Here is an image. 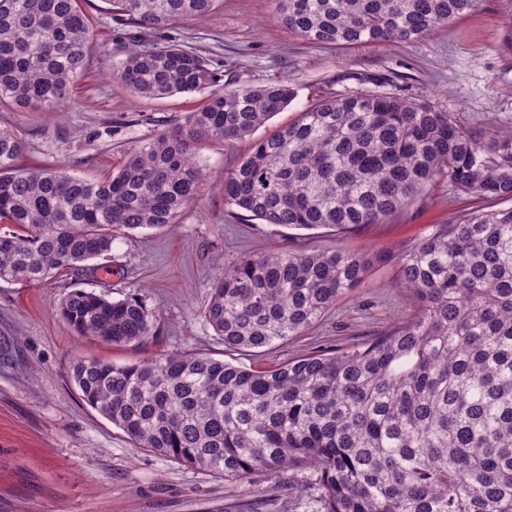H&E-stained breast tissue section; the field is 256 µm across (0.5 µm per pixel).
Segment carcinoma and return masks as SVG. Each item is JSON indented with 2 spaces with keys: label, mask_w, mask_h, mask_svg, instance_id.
<instances>
[{
  "label": "carcinoma",
  "mask_w": 512,
  "mask_h": 512,
  "mask_svg": "<svg viewBox=\"0 0 512 512\" xmlns=\"http://www.w3.org/2000/svg\"><path fill=\"white\" fill-rule=\"evenodd\" d=\"M142 31L208 15L216 0H108ZM319 45L411 42L478 0H271ZM94 42L82 0H0V103L54 112ZM113 76L134 96L206 93L182 122L135 146L101 181L19 163L0 127V280L39 285L112 252L117 235L174 228L200 197L206 142L251 135L294 97L273 81L228 89L177 45L132 49ZM447 180L512 200V129L479 142L424 99L361 91L315 100L254 141L224 202L262 224L339 233L381 224ZM396 265L415 317L347 351L257 370L201 353L117 365L78 359L82 399L138 448L228 481L315 471L320 512H512V207L437 224L393 251H269L212 281L203 316L224 348L301 336L377 264ZM59 312L79 336L127 346L152 335L144 298L82 288Z\"/></svg>",
  "instance_id": "cac0c4a2"
}]
</instances>
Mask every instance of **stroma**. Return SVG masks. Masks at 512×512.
Here are the masks:
<instances>
[{"instance_id": "35a3bbf8", "label": "stroma", "mask_w": 512, "mask_h": 512, "mask_svg": "<svg viewBox=\"0 0 512 512\" xmlns=\"http://www.w3.org/2000/svg\"><path fill=\"white\" fill-rule=\"evenodd\" d=\"M85 7L109 62L90 56L70 100L54 114L7 104L0 107V126L22 138L21 163L60 165L98 181L158 129L181 122L202 96L141 99L123 89L113 67L134 45L129 29L113 20L108 0H87ZM503 34L499 0H481L475 11L411 42L317 45L280 25L270 0H219L205 18L151 32L147 43L173 42L206 56L226 87L285 81L295 97L253 137L204 146L200 200L181 214L176 229L118 237L109 258L37 286L0 281V512H317L312 468L227 481L135 447L82 400L71 366L79 358L126 364L186 352L265 368L303 353L361 345L413 318L415 302L392 264L374 266L304 335L268 349L225 350L202 309L213 278L241 257L391 250L428 234L432 225L496 207V200L442 181L388 223L338 233L247 219L225 205L224 179L253 139L293 122L313 98L372 90L387 78L403 95L453 112L468 130L512 128V53L502 47ZM75 287L113 300L142 296L154 314L153 336L123 347L77 336L58 311Z\"/></svg>"}]
</instances>
